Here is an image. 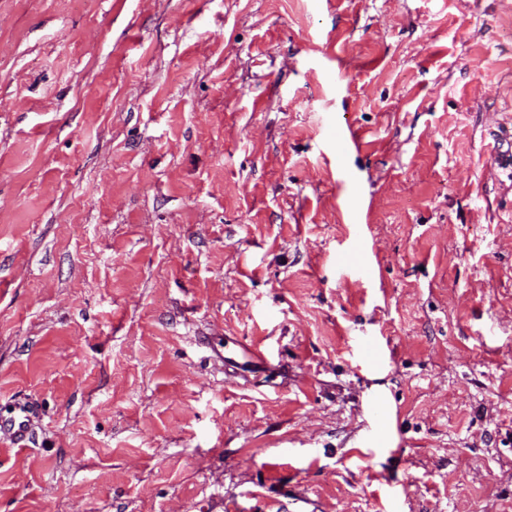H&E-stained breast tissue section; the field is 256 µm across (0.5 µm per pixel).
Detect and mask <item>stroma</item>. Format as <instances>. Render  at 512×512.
<instances>
[{
  "mask_svg": "<svg viewBox=\"0 0 512 512\" xmlns=\"http://www.w3.org/2000/svg\"><path fill=\"white\" fill-rule=\"evenodd\" d=\"M511 140L512 0H0V512H512ZM33 407L29 402L11 401L0 406V440L9 439L24 448L33 434Z\"/></svg>",
  "mask_w": 512,
  "mask_h": 512,
  "instance_id": "1",
  "label": "stroma"
}]
</instances>
